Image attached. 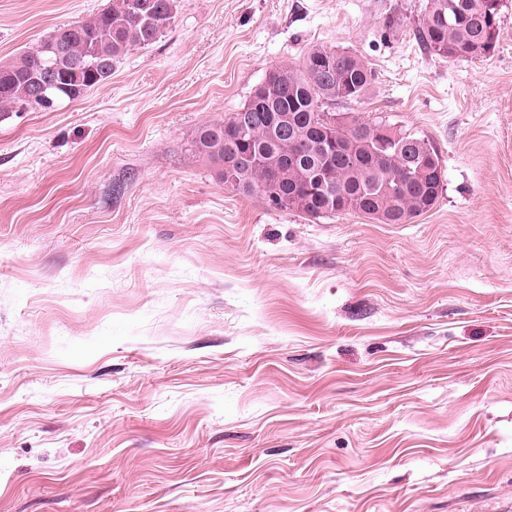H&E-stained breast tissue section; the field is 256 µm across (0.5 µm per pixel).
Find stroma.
I'll list each match as a JSON object with an SVG mask.
<instances>
[{
    "label": "stroma",
    "mask_w": 512,
    "mask_h": 512,
    "mask_svg": "<svg viewBox=\"0 0 512 512\" xmlns=\"http://www.w3.org/2000/svg\"><path fill=\"white\" fill-rule=\"evenodd\" d=\"M112 0H0V62ZM427 0H179L105 84L0 117V512L512 506V0L490 57ZM357 54L427 137L405 224L225 190L201 125L272 65ZM487 0H427L425 14L416 30L421 46L433 55L455 59H481L496 48L500 11L487 12Z\"/></svg>",
    "instance_id": "obj_1"
}]
</instances>
